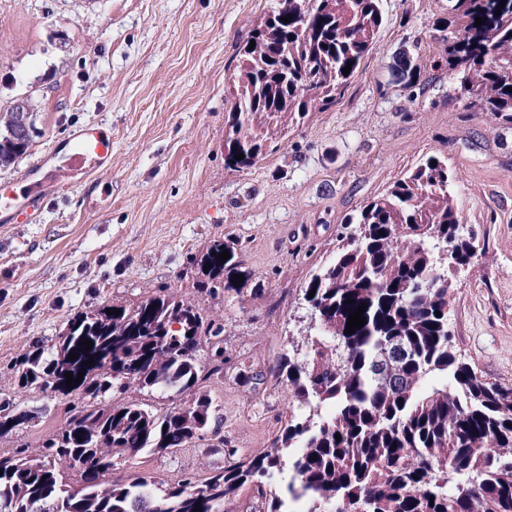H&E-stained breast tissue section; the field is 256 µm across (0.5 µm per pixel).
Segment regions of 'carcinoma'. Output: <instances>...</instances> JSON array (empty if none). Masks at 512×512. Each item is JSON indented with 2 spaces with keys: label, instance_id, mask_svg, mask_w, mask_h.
<instances>
[{
  "label": "carcinoma",
  "instance_id": "carcinoma-1",
  "mask_svg": "<svg viewBox=\"0 0 512 512\" xmlns=\"http://www.w3.org/2000/svg\"><path fill=\"white\" fill-rule=\"evenodd\" d=\"M381 2L276 0L249 30L229 77L225 166L251 168L265 154L268 134L257 116L303 119L336 105L376 50ZM448 3L436 28L448 44L449 69L481 111L512 124V0ZM478 17L485 19L479 27ZM31 142L14 133L12 111L0 115V167L24 156ZM451 183L448 163L429 156L349 219L363 231L347 236L306 288L315 292L306 301L318 321L310 352L304 359L284 353L277 362L299 411L263 456L224 453L222 416L203 390L208 378L224 377L223 325L165 295L130 307L104 301L76 314L53 344H38L15 363L20 387L77 392L80 401L43 439L41 457H29L21 444L0 457V512H152L153 504L162 512H224L244 490L263 512H292L297 501L307 512H471L474 499L483 512H512V456L487 452L490 444L512 447V388L458 361L448 333L453 284L441 252L465 264L474 256L458 234ZM225 250L230 258L222 262L217 255ZM244 263L228 235L190 261L197 288L213 297L235 287L231 275L244 274ZM363 303L365 325L345 334L349 314ZM203 337L206 372L197 366ZM83 339L94 342L91 350L80 351ZM72 353L78 357L67 359ZM67 372L83 374L82 381L66 385ZM132 384L194 398L162 416L146 403H105ZM26 420L15 399L0 393V435ZM205 438L208 453L232 457L205 478L188 473L159 488L143 476L113 475L114 449L131 458L163 456ZM285 465L290 477L282 484Z\"/></svg>",
  "mask_w": 512,
  "mask_h": 512
}]
</instances>
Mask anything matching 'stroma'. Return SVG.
<instances>
[{
  "mask_svg": "<svg viewBox=\"0 0 512 512\" xmlns=\"http://www.w3.org/2000/svg\"><path fill=\"white\" fill-rule=\"evenodd\" d=\"M272 0H0V113L27 100L35 133L0 168L23 195L0 211V392L28 421L0 436L41 453L66 396L18 385L16 361L52 344L77 313L163 293L224 326V376L205 384L239 452L271 451L295 406L274 374L281 353L306 357L317 327L304 299L347 232V218L422 159L448 160L463 235L475 257L453 272L448 329L458 359L512 387V125L467 106L433 28L448 0H382L376 50L335 106L289 122L253 167L224 165L228 77ZM418 72L395 82L398 52ZM100 125L110 168L74 175L72 138ZM232 236L251 282L210 297L190 258ZM261 293H253L254 284ZM245 364L251 378L236 375ZM55 409L43 413L42 406ZM117 473L174 483L219 459L195 443Z\"/></svg>",
  "mask_w": 512,
  "mask_h": 512,
  "instance_id": "obj_1",
  "label": "stroma"
}]
</instances>
